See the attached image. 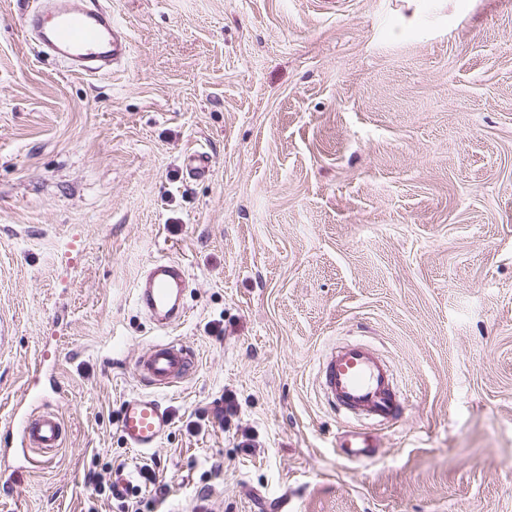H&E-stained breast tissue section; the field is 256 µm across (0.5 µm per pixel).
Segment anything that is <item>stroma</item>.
<instances>
[{
	"label": "stroma",
	"mask_w": 512,
	"mask_h": 512,
	"mask_svg": "<svg viewBox=\"0 0 512 512\" xmlns=\"http://www.w3.org/2000/svg\"><path fill=\"white\" fill-rule=\"evenodd\" d=\"M98 3L130 51L83 76L0 0V435L40 361L64 423L51 467L0 465V512H118L87 475L146 463L163 512H512V0H424L407 30L403 0ZM158 259L190 285L167 329L136 304ZM160 339L197 367L141 452L119 407ZM351 340L393 366L398 425L322 398ZM352 428L373 464L343 458Z\"/></svg>",
	"instance_id": "1"
}]
</instances>
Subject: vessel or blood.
Here are the masks:
<instances>
[{
  "label": "vessel or blood",
  "instance_id": "1",
  "mask_svg": "<svg viewBox=\"0 0 512 512\" xmlns=\"http://www.w3.org/2000/svg\"><path fill=\"white\" fill-rule=\"evenodd\" d=\"M42 39L70 68L84 61L119 63L127 55L125 36L112 23L104 8L87 11L73 0H51ZM188 286L184 266L175 261L152 263L138 284V303L158 325L171 326L185 314L184 293ZM197 356L176 340H158L136 358L135 370L143 386L120 405L119 424L127 445L145 452L157 448L172 426V417L157 396L159 390L187 379L195 370ZM318 375L328 405L350 418L396 424L408 403L394 390L389 362L371 345L346 342L326 353ZM40 396L25 394L11 418V428L0 444L26 452H50L63 441L59 418L42 408ZM344 457L355 464L371 462L377 444L364 433L351 432L343 439Z\"/></svg>",
  "mask_w": 512,
  "mask_h": 512
}]
</instances>
